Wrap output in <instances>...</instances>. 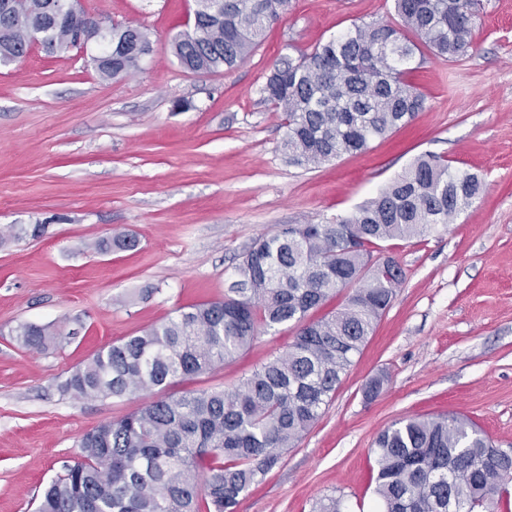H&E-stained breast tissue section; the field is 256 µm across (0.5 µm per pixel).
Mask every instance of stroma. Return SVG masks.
<instances>
[{
	"mask_svg": "<svg viewBox=\"0 0 512 512\" xmlns=\"http://www.w3.org/2000/svg\"><path fill=\"white\" fill-rule=\"evenodd\" d=\"M105 24L140 27L151 52L102 78L77 50L32 45L0 66V228L44 225L0 244V512H36L82 435L140 398L75 400L61 386L99 350L176 308L223 298L242 253L291 224L350 215L417 157L477 174L483 190L447 227L389 242L402 269L392 303L329 406L237 512H314L342 498L376 512L374 441L392 423L459 414L512 448V0H479L473 45L425 53L415 119L357 154L289 163L281 112L260 88L282 59L353 25L395 20L394 0H291L236 68L194 73L173 56L195 0H81ZM124 231L132 250L94 251ZM21 323L69 339L19 346ZM295 328L256 344L183 390L230 388L287 351ZM379 394L366 398L372 377Z\"/></svg>",
	"mask_w": 512,
	"mask_h": 512,
	"instance_id": "1",
	"label": "stroma"
}]
</instances>
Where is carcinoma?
<instances>
[{"label": "carcinoma", "mask_w": 512, "mask_h": 512, "mask_svg": "<svg viewBox=\"0 0 512 512\" xmlns=\"http://www.w3.org/2000/svg\"><path fill=\"white\" fill-rule=\"evenodd\" d=\"M50 0H19L0 12V63L24 57L39 29L51 51L75 46L94 19L52 22ZM475 0H394L397 22L355 24L297 58L275 65L260 93L286 114L283 150L296 165H319L410 123L425 95L408 80L426 48L448 60L470 47ZM290 0H197L195 29L172 41L192 72L229 70L260 43ZM112 46L150 45L137 26H113ZM136 54L96 63L107 77L138 67ZM477 175L423 156L349 217L291 224L243 254L224 298L179 308L165 321L100 350L62 384L74 399H123L162 392L83 434L77 460L44 489L36 512H235L240 499L319 419L341 376L386 312L401 278L369 268L383 244L423 236L469 206ZM123 232L93 245L132 249ZM368 283L358 285L365 270ZM352 289L336 311L309 321L333 294ZM293 325L288 351L230 389L173 392L249 349L261 331ZM67 338L49 327L15 328L22 347L41 351ZM374 492L382 512H496L507 503L512 456L500 457L477 426L454 415L392 423L375 440Z\"/></svg>", "instance_id": "obj_1"}]
</instances>
